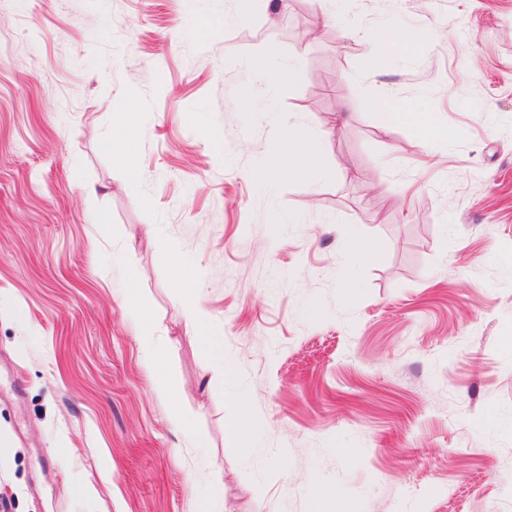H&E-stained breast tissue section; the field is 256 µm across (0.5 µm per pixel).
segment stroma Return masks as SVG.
Segmentation results:
<instances>
[{
  "instance_id": "obj_1",
  "label": "stroma",
  "mask_w": 512,
  "mask_h": 512,
  "mask_svg": "<svg viewBox=\"0 0 512 512\" xmlns=\"http://www.w3.org/2000/svg\"><path fill=\"white\" fill-rule=\"evenodd\" d=\"M239 7L0 0V497L198 512L218 478L221 512H512V0H344L412 37L379 68L367 39L316 27L318 0ZM271 48L292 59L278 84L254 67ZM131 96L139 179L104 145ZM272 109L300 134L335 126L322 181L254 178ZM128 295L175 401L152 390ZM183 308L186 321L195 330V335L199 337L211 358L214 374H220V371L224 372V369L226 371L224 338L213 322L210 312L200 303L196 293L186 294ZM124 310L135 324L140 343L146 353L147 365L153 376V390L162 399L177 394V384L163 364V357L157 351V326L150 318L146 307L136 298L130 297L124 303Z\"/></svg>"
}]
</instances>
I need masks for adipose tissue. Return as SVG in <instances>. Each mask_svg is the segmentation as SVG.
Wrapping results in <instances>:
<instances>
[{
  "label": "adipose tissue",
  "mask_w": 512,
  "mask_h": 512,
  "mask_svg": "<svg viewBox=\"0 0 512 512\" xmlns=\"http://www.w3.org/2000/svg\"><path fill=\"white\" fill-rule=\"evenodd\" d=\"M272 122L277 132L276 149L270 160L272 167L295 178H319L323 172L321 159L332 153L333 129H324L314 137L296 141L290 136V119L284 113H273ZM183 308L188 324L208 352L213 371L226 369L224 338L210 312L193 293L186 294ZM124 310L137 328L140 343L146 353L147 365L153 376L155 394L162 399L172 397L177 392V384L157 350L155 322L150 318L146 307L136 298L126 299Z\"/></svg>",
  "instance_id": "obj_1"
}]
</instances>
